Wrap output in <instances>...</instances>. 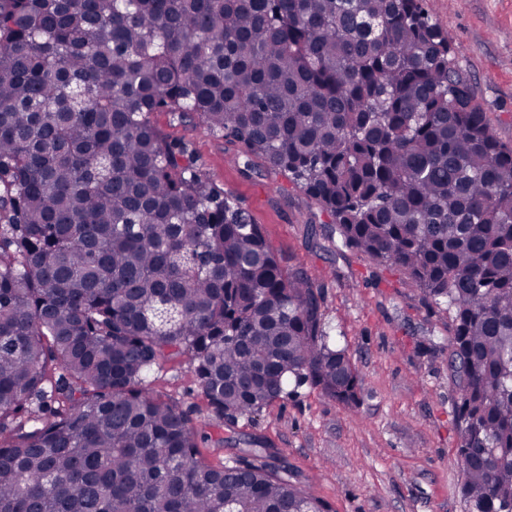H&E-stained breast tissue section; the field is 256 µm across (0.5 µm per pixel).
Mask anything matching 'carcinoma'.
<instances>
[{
  "mask_svg": "<svg viewBox=\"0 0 512 512\" xmlns=\"http://www.w3.org/2000/svg\"><path fill=\"white\" fill-rule=\"evenodd\" d=\"M290 176L446 307L466 512H512V145L423 0H0V512H329L219 418L358 401L321 297L151 117Z\"/></svg>",
  "mask_w": 512,
  "mask_h": 512,
  "instance_id": "obj_1",
  "label": "carcinoma"
}]
</instances>
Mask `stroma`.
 <instances>
[{
	"instance_id": "35a3bbf8",
	"label": "stroma",
	"mask_w": 512,
	"mask_h": 512,
	"mask_svg": "<svg viewBox=\"0 0 512 512\" xmlns=\"http://www.w3.org/2000/svg\"><path fill=\"white\" fill-rule=\"evenodd\" d=\"M423 5L447 31L496 135L512 144V0ZM153 122L186 143L206 176L261 225L283 268L302 267L312 278L329 341L345 349L361 380L352 406L306 384L233 422L210 413L185 362H167L152 388L225 439L204 444V456L218 463L230 455L227 440L255 442L331 512H465L448 312L425 306L397 268L339 247L325 214L285 173L261 165L243 174L237 146L199 123H175L164 112Z\"/></svg>"
}]
</instances>
